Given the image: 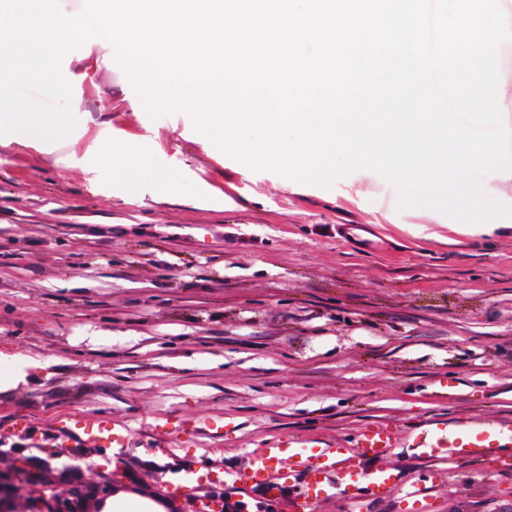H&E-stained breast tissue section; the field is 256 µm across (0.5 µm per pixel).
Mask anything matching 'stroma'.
<instances>
[{"instance_id": "35a3bbf8", "label": "stroma", "mask_w": 512, "mask_h": 512, "mask_svg": "<svg viewBox=\"0 0 512 512\" xmlns=\"http://www.w3.org/2000/svg\"><path fill=\"white\" fill-rule=\"evenodd\" d=\"M85 55L100 66L72 92L75 144L0 138V470L78 467L89 488L112 471L120 492L191 512L175 490L193 469L221 467L214 491L232 492L280 439L388 424L412 482L430 468L407 447L425 422L512 419V233L398 210L370 171L284 188L187 112L151 120L98 44L63 60ZM106 127L109 159L87 177ZM99 415L125 447L73 460L57 422ZM426 512H512V458L453 466Z\"/></svg>"}]
</instances>
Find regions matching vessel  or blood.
Returning <instances> with one entry per match:
<instances>
[{"instance_id":"1","label":"vessel or blood","mask_w":512,"mask_h":512,"mask_svg":"<svg viewBox=\"0 0 512 512\" xmlns=\"http://www.w3.org/2000/svg\"><path fill=\"white\" fill-rule=\"evenodd\" d=\"M58 431L78 448L120 447L122 436L112 422L98 418L71 428L58 422ZM398 446L391 427L366 426L344 438L312 444L304 437L283 439L257 453L251 465L234 480L242 493L292 489L294 512H306L309 503L341 499L349 503L384 502L395 487L406 486L416 502L428 501L435 490L437 466L467 461L485 465L493 458L512 457V422L478 420L461 415L419 427L408 443L416 456L433 468L417 481L406 482L402 470L389 458ZM366 459L384 460V467L367 472Z\"/></svg>"}]
</instances>
